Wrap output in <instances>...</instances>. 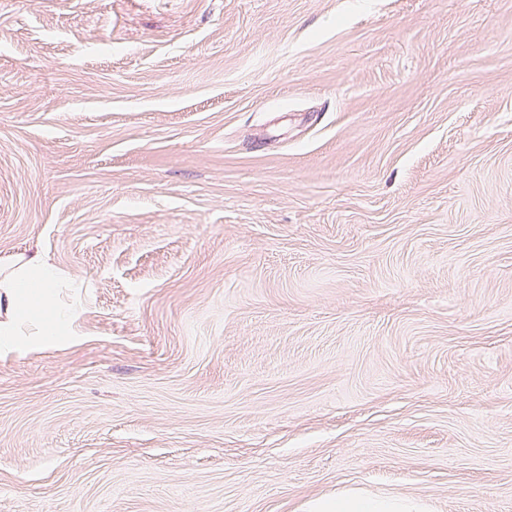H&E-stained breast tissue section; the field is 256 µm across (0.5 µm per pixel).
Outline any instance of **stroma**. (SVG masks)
<instances>
[{
    "label": "stroma",
    "mask_w": 512,
    "mask_h": 512,
    "mask_svg": "<svg viewBox=\"0 0 512 512\" xmlns=\"http://www.w3.org/2000/svg\"><path fill=\"white\" fill-rule=\"evenodd\" d=\"M0 512H512V0H0ZM62 280L47 259L33 257L10 269L0 280L8 316L0 321V350L23 351L74 336L77 315L61 307L57 292ZM314 512H424L420 500L405 498H375L360 492H347L318 501Z\"/></svg>",
    "instance_id": "1"
}]
</instances>
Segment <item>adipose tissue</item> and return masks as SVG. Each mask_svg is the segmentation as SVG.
I'll return each instance as SVG.
<instances>
[{"label":"adipose tissue","mask_w":512,"mask_h":512,"mask_svg":"<svg viewBox=\"0 0 512 512\" xmlns=\"http://www.w3.org/2000/svg\"><path fill=\"white\" fill-rule=\"evenodd\" d=\"M61 285L59 269L41 257L21 262L0 279V296L8 313L0 321V350H28L74 335L75 311L57 302ZM313 512H425V506L418 500L352 491L316 502Z\"/></svg>","instance_id":"adipose-tissue-1"}]
</instances>
